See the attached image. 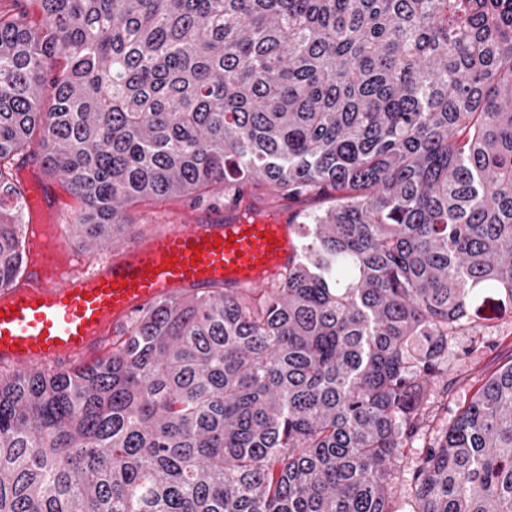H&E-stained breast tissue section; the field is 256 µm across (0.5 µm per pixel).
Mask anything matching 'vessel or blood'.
I'll list each match as a JSON object with an SVG mask.
<instances>
[{"instance_id":"obj_1","label":"vessel or blood","mask_w":512,"mask_h":512,"mask_svg":"<svg viewBox=\"0 0 512 512\" xmlns=\"http://www.w3.org/2000/svg\"><path fill=\"white\" fill-rule=\"evenodd\" d=\"M197 222L134 234L91 267L54 280L25 259L26 286H0V366L21 369L102 359L157 302L210 288L262 289L298 259L288 208L267 214L209 204Z\"/></svg>"}]
</instances>
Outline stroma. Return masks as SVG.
I'll return each mask as SVG.
<instances>
[{"instance_id":"stroma-1","label":"stroma","mask_w":512,"mask_h":512,"mask_svg":"<svg viewBox=\"0 0 512 512\" xmlns=\"http://www.w3.org/2000/svg\"><path fill=\"white\" fill-rule=\"evenodd\" d=\"M512 364V308L497 307L493 314H478L458 327L440 358L441 379L432 384L427 399L436 417L412 442L409 459H417L457 416L465 400L493 374ZM453 380L444 392L445 380Z\"/></svg>"}]
</instances>
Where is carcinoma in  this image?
Segmentation results:
<instances>
[{"label":"carcinoma","mask_w":512,"mask_h":512,"mask_svg":"<svg viewBox=\"0 0 512 512\" xmlns=\"http://www.w3.org/2000/svg\"><path fill=\"white\" fill-rule=\"evenodd\" d=\"M0 8V285L21 164L127 209L268 186L301 259L140 315L90 364L0 370V512H396L439 355L512 305V0ZM413 512H512V365L413 462Z\"/></svg>","instance_id":"obj_1"}]
</instances>
